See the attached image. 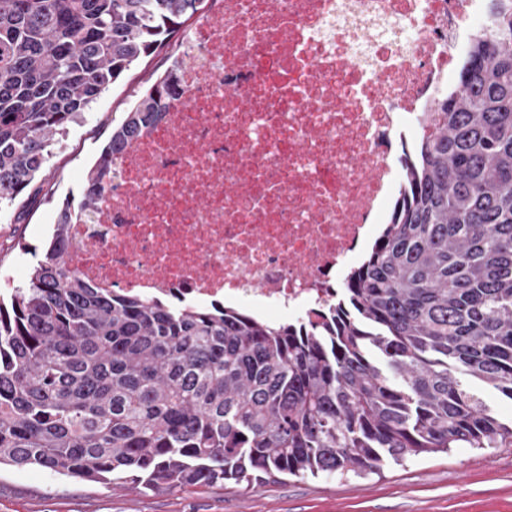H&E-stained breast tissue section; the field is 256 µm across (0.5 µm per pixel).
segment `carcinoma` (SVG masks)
<instances>
[{
	"label": "carcinoma",
	"mask_w": 512,
	"mask_h": 512,
	"mask_svg": "<svg viewBox=\"0 0 512 512\" xmlns=\"http://www.w3.org/2000/svg\"><path fill=\"white\" fill-rule=\"evenodd\" d=\"M204 0H0V211L69 127ZM182 93L173 63L112 128L78 210L0 300V466L142 492L512 445L480 380L512 400V0H490L456 84L403 157L390 227L336 308L303 322L107 292L66 262L112 162Z\"/></svg>",
	"instance_id": "cac0c4a2"
}]
</instances>
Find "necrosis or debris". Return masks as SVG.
<instances>
[{"label":"necrosis or debris","instance_id":"obj_1","mask_svg":"<svg viewBox=\"0 0 512 512\" xmlns=\"http://www.w3.org/2000/svg\"><path fill=\"white\" fill-rule=\"evenodd\" d=\"M485 0H211L184 94L137 134L68 265L95 287L302 319L336 299L400 191Z\"/></svg>","mask_w":512,"mask_h":512}]
</instances>
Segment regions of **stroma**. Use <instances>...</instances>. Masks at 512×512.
Segmentation results:
<instances>
[{"label":"stroma","mask_w":512,"mask_h":512,"mask_svg":"<svg viewBox=\"0 0 512 512\" xmlns=\"http://www.w3.org/2000/svg\"><path fill=\"white\" fill-rule=\"evenodd\" d=\"M169 65L168 54L160 53L110 86L9 212L0 214V292L27 279L58 210L81 202L86 173L113 124ZM0 512H512V445L390 462L381 474L362 479L285 477L250 491L227 484L142 493L5 466Z\"/></svg>","instance_id":"obj_1"}]
</instances>
